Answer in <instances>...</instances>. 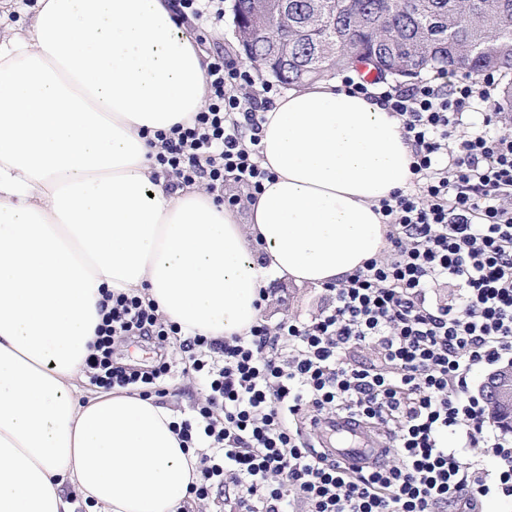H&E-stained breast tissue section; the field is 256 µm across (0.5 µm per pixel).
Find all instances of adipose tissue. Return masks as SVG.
<instances>
[{"mask_svg": "<svg viewBox=\"0 0 512 512\" xmlns=\"http://www.w3.org/2000/svg\"><path fill=\"white\" fill-rule=\"evenodd\" d=\"M204 53L169 0H38L0 42V512H182L199 457L172 412L84 392L104 292L183 331L248 335L271 278L321 287L387 247L411 178L402 124L333 79L266 114L249 221L154 181L145 131L199 111Z\"/></svg>", "mask_w": 512, "mask_h": 512, "instance_id": "1", "label": "adipose tissue"}]
</instances>
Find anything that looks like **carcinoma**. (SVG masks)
I'll use <instances>...</instances> for the list:
<instances>
[{
	"mask_svg": "<svg viewBox=\"0 0 512 512\" xmlns=\"http://www.w3.org/2000/svg\"><path fill=\"white\" fill-rule=\"evenodd\" d=\"M288 0V31L278 15L256 22L249 62L268 67L270 47L288 35V71H273L284 84L301 86L366 66L417 79L492 72L502 80L505 112H512V0Z\"/></svg>",
	"mask_w": 512,
	"mask_h": 512,
	"instance_id": "1",
	"label": "carcinoma"
}]
</instances>
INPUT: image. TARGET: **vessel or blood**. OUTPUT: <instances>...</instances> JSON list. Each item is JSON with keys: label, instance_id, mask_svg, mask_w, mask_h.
I'll use <instances>...</instances> for the list:
<instances>
[{"label": "vessel or blood", "instance_id": "b4317fda", "mask_svg": "<svg viewBox=\"0 0 512 512\" xmlns=\"http://www.w3.org/2000/svg\"><path fill=\"white\" fill-rule=\"evenodd\" d=\"M325 452L349 468L359 469L382 459L379 448L367 424L337 414L326 423Z\"/></svg>", "mask_w": 512, "mask_h": 512}]
</instances>
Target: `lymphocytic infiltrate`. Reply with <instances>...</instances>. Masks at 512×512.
<instances>
[{
	"label": "lymphocytic infiltrate",
	"instance_id": "lymphocytic-infiltrate-1",
	"mask_svg": "<svg viewBox=\"0 0 512 512\" xmlns=\"http://www.w3.org/2000/svg\"><path fill=\"white\" fill-rule=\"evenodd\" d=\"M177 22L207 34L224 18L223 0H172ZM206 102L190 123L157 132L156 177L170 189L199 186L223 203L226 179L259 194L264 113L280 88L249 92L251 75L213 55ZM493 74L443 88L423 79L402 91L347 76L346 88L381 102L412 149L406 190L381 199L386 253L339 282L309 318L219 339L184 333L142 292L109 293L96 343L85 360L92 383L147 389L168 375L112 363V346L138 335L178 342L184 372L204 384L201 405L175 422L197 446L201 481L191 492L234 487L238 512H480L512 498V441L485 417V398L468 382L481 368L512 361V128L463 127L469 111L494 107ZM452 285L454 302L434 298ZM377 360L358 361L361 350ZM351 414L392 439V462L348 470L318 453L302 426ZM462 437L449 447L448 434ZM482 447L485 466L470 456Z\"/></svg>",
	"mask_w": 512,
	"mask_h": 512
}]
</instances>
